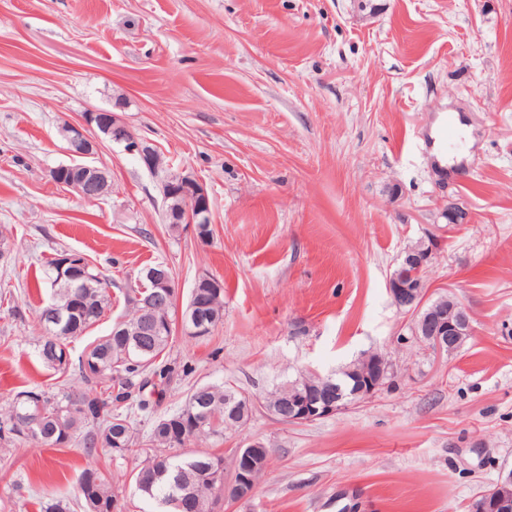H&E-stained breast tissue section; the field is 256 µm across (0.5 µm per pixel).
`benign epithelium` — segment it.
<instances>
[{
    "label": "benign epithelium",
    "instance_id": "7a95c632",
    "mask_svg": "<svg viewBox=\"0 0 512 512\" xmlns=\"http://www.w3.org/2000/svg\"><path fill=\"white\" fill-rule=\"evenodd\" d=\"M98 130L112 138V141L124 145V149L136 154L145 167L156 173L164 168V161L159 157L156 147L145 139L137 137L122 121L118 113L91 111L79 124L68 123L61 128V133L68 142V152L73 157L83 159L78 164L85 175L69 187L87 200L95 199L94 185L107 178L108 172L90 162L99 146V137L91 135ZM164 209V223L188 224L200 233L202 224L212 223L211 200L205 186L189 173L169 174L160 182ZM434 258L433 245L422 250L408 249L400 262L390 272L387 287L395 302L401 308L411 312L414 317V335L423 338L430 348L438 353L448 352V348L460 344L463 338L473 335L472 316L466 307L445 295L430 299L425 288L424 279L418 278L425 273ZM148 278L155 287L165 289L166 301L175 299V280L166 270L165 265L153 269ZM389 363L378 357L360 372L361 378L369 379L356 391V400L363 401L375 395L382 388V380L388 375ZM318 389H325L324 395L308 393L288 403V422L300 423L321 419L346 409L352 401L345 399L333 383L320 378ZM263 447L259 442L250 443L236 449L238 468L233 471L231 479L224 482V497L234 495L241 500L253 497L257 486L252 482L248 471L257 466L254 462L257 450ZM512 485V473L500 476L496 485L481 492L470 506L471 512H512V502L501 489Z\"/></svg>",
    "mask_w": 512,
    "mask_h": 512
}]
</instances>
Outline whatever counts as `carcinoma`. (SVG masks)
I'll return each mask as SVG.
<instances>
[{
    "label": "carcinoma",
    "mask_w": 512,
    "mask_h": 512,
    "mask_svg": "<svg viewBox=\"0 0 512 512\" xmlns=\"http://www.w3.org/2000/svg\"><path fill=\"white\" fill-rule=\"evenodd\" d=\"M153 266L140 272L141 286L131 288L125 295L131 314L125 317L120 328H112L109 335L89 343L81 357L80 372L83 385L58 387L52 391L31 388L16 392L8 409L0 412V437L11 435L17 439L38 440L20 426L27 414L42 413L43 432L57 433L52 443L65 444L73 439L83 443L87 455L93 457L98 449L106 448L121 456L142 452L136 436L135 424L118 407L131 400L146 410L150 400L145 389L155 387V382L170 379L171 368L156 367V359L163 353L175 331L172 310L175 304L158 309L155 314L169 326L156 336H134L141 319L143 305L137 296L146 301L151 297L150 280L146 277ZM83 280L93 284L80 288L78 283L58 277V258L47 262V279L53 290V300L58 308L68 311L79 298L81 306L74 314H66L54 331L44 337L40 355L44 363L58 374L67 373L70 352L67 341L80 336L104 316L109 307L108 283L102 272L84 263ZM198 312L206 324L216 327L224 318V282L210 276L196 281L183 315ZM334 383L347 395L359 387L358 378L346 369ZM302 390L291 380L276 388L265 399L271 407L288 396ZM194 409L206 413L192 425L184 415ZM255 412L250 397L231 386L204 384L193 388L182 406L175 412L156 419L148 436L153 453L146 456L133 475L137 490L146 498L159 502L167 512H215L224 499V482L212 475L224 469L234 470L236 453L228 457L208 453L165 455L162 448H173L202 439L221 437L227 430L245 425ZM77 493L84 512H95V503L104 502L110 508L117 502L112 483L99 467L84 469L77 481Z\"/></svg>",
    "instance_id": "obj_1"
}]
</instances>
